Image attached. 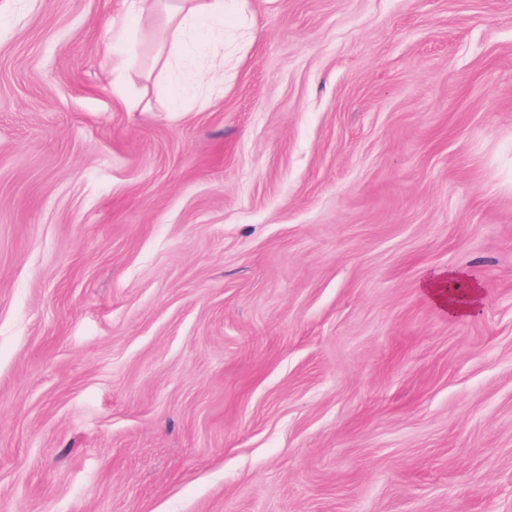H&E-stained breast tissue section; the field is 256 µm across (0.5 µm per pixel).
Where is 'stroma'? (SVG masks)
I'll return each instance as SVG.
<instances>
[{
  "label": "stroma",
  "mask_w": 512,
  "mask_h": 512,
  "mask_svg": "<svg viewBox=\"0 0 512 512\" xmlns=\"http://www.w3.org/2000/svg\"><path fill=\"white\" fill-rule=\"evenodd\" d=\"M229 6L0 0V512H512V0ZM128 9L125 18L119 22L112 31V48L110 57H112V87L118 96L122 95L123 74L125 68V43L128 35L127 20L137 15H143L146 12L153 11L160 7L158 2L162 0H128ZM178 1L179 4L166 6L170 33L167 48L158 59L162 72L186 57L200 38L224 45L226 0ZM201 25H206L205 29ZM422 288L452 315H468L483 300L480 285L468 281L458 270L436 271L424 281Z\"/></svg>",
  "instance_id": "obj_1"
}]
</instances>
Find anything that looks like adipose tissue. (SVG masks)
Here are the masks:
<instances>
[{
	"mask_svg": "<svg viewBox=\"0 0 512 512\" xmlns=\"http://www.w3.org/2000/svg\"><path fill=\"white\" fill-rule=\"evenodd\" d=\"M158 6L159 0H129L127 20L114 27L110 50L114 91H121L124 82L128 19L155 10ZM166 11L170 33L167 48L159 58L163 70H171L186 57L198 39L213 43L223 41L226 0H179L178 4L167 6ZM423 287L437 304L447 308L452 315L469 314L483 300L479 284L468 280L457 270L434 272L424 281Z\"/></svg>",
	"mask_w": 512,
	"mask_h": 512,
	"instance_id": "adipose-tissue-1",
	"label": "adipose tissue"
}]
</instances>
